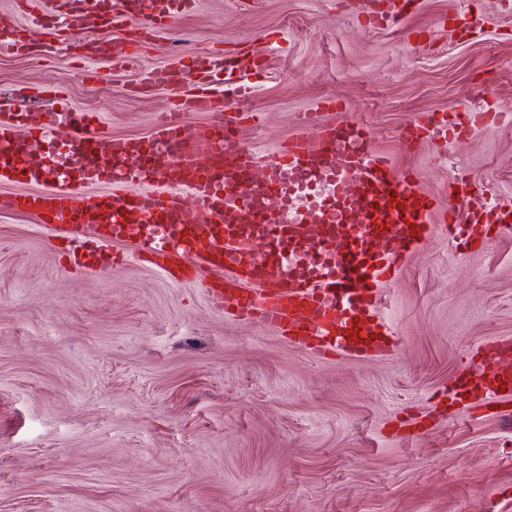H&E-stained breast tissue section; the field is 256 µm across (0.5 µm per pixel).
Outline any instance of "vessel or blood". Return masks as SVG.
<instances>
[{
    "instance_id": "b4317fda",
    "label": "vessel or blood",
    "mask_w": 512,
    "mask_h": 512,
    "mask_svg": "<svg viewBox=\"0 0 512 512\" xmlns=\"http://www.w3.org/2000/svg\"><path fill=\"white\" fill-rule=\"evenodd\" d=\"M196 0H17L28 26L47 30L39 55L62 52L111 73L135 68V40L104 37L105 29L138 22L142 34L171 30ZM16 19H0V49L29 51ZM273 43L265 36L242 54L185 48L175 63L139 71L132 93L189 85L186 103L158 113L149 137L101 133L86 112H42L21 108L22 91L0 96V183H32V193L0 195V211L28 210L49 229L69 233L67 250L76 265L98 269L103 247L134 242L138 257L166 275L192 258L221 271L212 298L231 303L232 317L271 327L317 357L330 360L389 353L394 339L376 323L381 287L407 255L423 246L434 220L450 235L476 242L491 231L485 218L501 213L498 199L461 214L440 209L415 177L399 176L377 154L368 129L337 113L318 122L315 114L273 160H265L239 135L254 112L228 111L216 85L264 67ZM208 113L201 126L190 115ZM512 109L470 112L462 121L422 113L400 136L406 146L452 141L473 126L503 122ZM70 137L57 143L55 128ZM103 183L105 193L90 192ZM93 228L100 246L75 238ZM490 376L472 369L462 391L467 399L512 397V340L492 342Z\"/></svg>"
}]
</instances>
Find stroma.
<instances>
[{
  "instance_id": "1",
  "label": "stroma",
  "mask_w": 512,
  "mask_h": 512,
  "mask_svg": "<svg viewBox=\"0 0 512 512\" xmlns=\"http://www.w3.org/2000/svg\"><path fill=\"white\" fill-rule=\"evenodd\" d=\"M358 0H197L175 32L145 37L141 67L282 38L247 75L258 112L240 136L265 158L306 113L334 103L397 174L447 206L456 178L512 203V126L442 148L403 147L421 112L512 101V0H414L369 25ZM486 23L462 31L456 15ZM423 34L411 49L409 34ZM0 52V94L55 87L115 136H147L178 97L132 96L134 72ZM55 233L0 213V512H512V401L459 412L468 360L512 339V236L469 247L435 232L382 289L386 355L326 361L233 319L199 268L173 281L133 258L65 270ZM427 429L408 436L407 425Z\"/></svg>"
}]
</instances>
